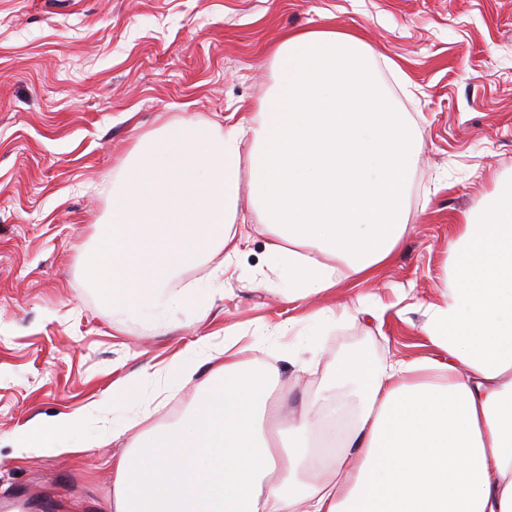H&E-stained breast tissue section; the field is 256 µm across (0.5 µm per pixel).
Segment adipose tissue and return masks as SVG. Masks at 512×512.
<instances>
[{
	"instance_id": "ef3b65f1",
	"label": "adipose tissue",
	"mask_w": 512,
	"mask_h": 512,
	"mask_svg": "<svg viewBox=\"0 0 512 512\" xmlns=\"http://www.w3.org/2000/svg\"><path fill=\"white\" fill-rule=\"evenodd\" d=\"M273 60L276 86L253 117L170 120L120 163L111 219L84 266L113 317L164 321L177 272L240 253L243 186L289 300L336 287L337 262L366 276L392 258L420 143L380 91L370 52L353 35L311 30L282 36ZM448 251V303L423 327L439 358L344 355L326 387L349 388L342 415L270 412L280 371L257 342L198 337L175 360L197 385L191 410L113 457L112 512H512V188L465 214ZM83 419L33 420L14 442L78 456L92 446Z\"/></svg>"
}]
</instances>
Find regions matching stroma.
<instances>
[{
  "mask_svg": "<svg viewBox=\"0 0 512 512\" xmlns=\"http://www.w3.org/2000/svg\"><path fill=\"white\" fill-rule=\"evenodd\" d=\"M309 30L364 42L420 141L393 262L369 279L342 263L336 288L282 299L262 210L244 194L248 241L206 321L179 296L213 269L208 260L170 282L165 323L115 322L83 262L109 218L118 163L165 120L253 116L276 82L273 47ZM511 185L512 0H0V503L103 512L123 450L105 425L142 399L140 431L178 422L195 387L170 363L201 334L260 340L281 371V401L321 412L328 365L349 352L437 356L423 325L447 299L448 244L464 213ZM323 307L336 318L307 341V317ZM296 348L314 373L286 362ZM127 375L138 378L133 398L113 404L112 382ZM85 407L97 447L17 459L8 435Z\"/></svg>",
  "mask_w": 512,
  "mask_h": 512,
  "instance_id": "obj_1",
  "label": "stroma"
}]
</instances>
